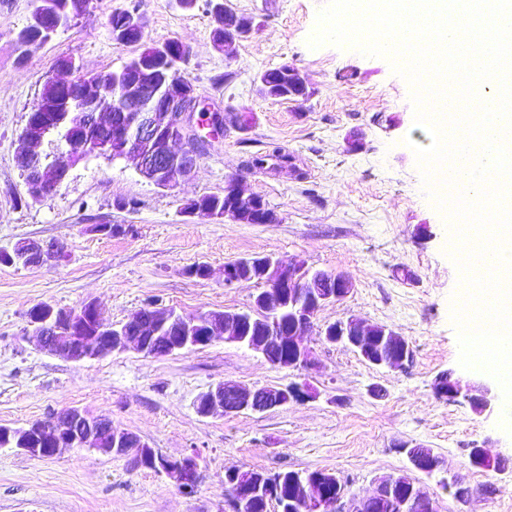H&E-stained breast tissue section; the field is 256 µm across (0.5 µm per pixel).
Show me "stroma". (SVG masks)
<instances>
[{
    "mask_svg": "<svg viewBox=\"0 0 512 512\" xmlns=\"http://www.w3.org/2000/svg\"><path fill=\"white\" fill-rule=\"evenodd\" d=\"M257 28L225 56L212 38L206 0L182 10L170 0H140L144 43L177 40L191 55L186 76L196 94L221 107L248 109L246 127L231 122L205 147L195 172L161 188L125 160L88 155L56 192L24 203L17 164L20 135L56 62L71 57L84 71L105 74L135 54L113 41L109 15L130 0H91L86 14L19 62L16 34L38 0H0V250L22 240L64 245L53 266L0 265V425L21 427L77 407L108 416L162 456L195 455L194 495L130 458L84 449L46 460L0 448V512H231L224 471L232 467L335 473L348 496L369 493L378 477L408 474L440 512L459 506L442 481L456 475L471 488L495 485L494 498L475 496L467 512H512V479L469 463L482 446L512 469V429L504 406L480 413L465 400L439 397L435 381L496 380L459 363L452 300L462 295L459 270L446 245L448 226L425 187L406 140L415 125L411 88L391 61L351 47H309L317 14L328 0H228ZM291 65L311 94L293 100L259 96L254 78ZM274 142L288 164L245 163ZM262 196L276 224L190 218L186 202L220 193L229 176ZM112 233L101 234L97 225ZM272 255L339 272L354 284L326 305L305 341L317 365L277 370L246 347L221 341L165 357L135 350L71 362L26 340L28 313L48 302L76 309L95 300L119 323L153 303L187 318L249 308L256 283L225 287V263ZM207 264L210 279L191 276ZM348 316L392 328L412 350L400 369L371 366L350 349L327 344L322 329ZM224 381L246 387L307 383L316 396L264 413L204 417L199 396ZM430 448L446 473L411 469L402 443Z\"/></svg>",
    "mask_w": 512,
    "mask_h": 512,
    "instance_id": "1",
    "label": "stroma"
}]
</instances>
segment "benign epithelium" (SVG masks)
I'll use <instances>...</instances> for the list:
<instances>
[{"label": "benign epithelium", "mask_w": 512, "mask_h": 512, "mask_svg": "<svg viewBox=\"0 0 512 512\" xmlns=\"http://www.w3.org/2000/svg\"><path fill=\"white\" fill-rule=\"evenodd\" d=\"M55 87L80 103L79 110L86 128L104 125L103 112L92 105L83 104V98L71 79L52 78ZM153 71L145 69L126 78L119 89L117 106L131 113L128 126L112 129V155L132 162L145 178L162 187H169L189 177L196 169L200 144L223 135L224 113L213 110L193 96L187 84L171 82L159 91ZM28 118L23 140L43 141V136L54 131L58 122L52 120L48 107L36 105ZM69 148L70 161L56 166L54 175L47 179L27 167L24 172V192L34 202L54 193L68 178L73 164L89 153H101V146L86 136L75 143L63 138ZM184 143L183 149L174 151L171 145ZM233 188L238 204L248 207L256 223L265 220V200L257 195L245 194L236 182ZM255 266L262 272L260 283L264 288L253 296L250 311H210L194 319H185L172 308L152 307L145 315L112 325L106 336L80 335L79 321L101 319L102 312L94 301L84 302L79 309L68 312L50 304H42L35 316L29 318L32 337L40 350L51 355L61 353L67 360L80 362L105 357L130 348L145 357L170 355L184 349H199L216 340L240 344L260 354L275 368L311 369L316 366L312 349L303 342L314 325L318 312L328 304L345 300L353 284L340 273L311 270L305 263L271 256H248L224 264V287L231 288L245 281L243 267ZM329 344L343 345L367 363L397 369L411 359L406 339L387 329V341L398 351L373 353L367 345L368 330L356 318L330 323L322 330ZM287 346L293 355L290 362L279 360L272 346ZM436 393L450 400L463 398L473 407L485 412L492 409L494 397L489 389L473 384H462L452 374L440 375L435 384ZM315 393L297 384L249 389L234 382L224 381L203 393L197 401V412L204 416H230L242 412L263 413L284 407ZM6 443L18 445L16 451L33 458H53L74 448H85L102 455L122 457L130 449H137L133 464L155 456L154 449L136 434L105 425L103 416L90 414L78 408L67 409L50 419L40 420L22 427L0 426ZM413 468L427 474L444 469L443 459L430 448L401 444ZM159 472L171 480L178 492L193 494L198 483L196 457L187 455L178 460L158 463ZM230 473L237 477L235 491L229 499L232 512H244L247 501L256 493L249 477L241 468ZM451 496L461 505L474 495L459 476L444 480ZM438 512L434 501L419 487L413 485L407 497L395 493V477L382 476L370 495L346 499L345 490L337 476L324 472L303 486V495L294 502L290 512Z\"/></svg>", "instance_id": "benign-epithelium-1"}]
</instances>
